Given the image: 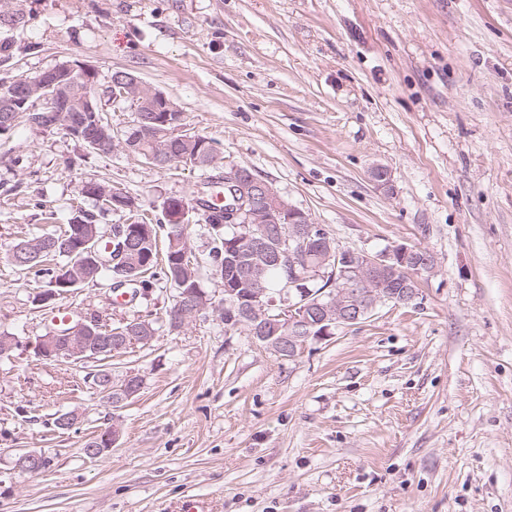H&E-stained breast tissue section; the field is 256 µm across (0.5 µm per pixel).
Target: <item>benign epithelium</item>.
Instances as JSON below:
<instances>
[{
    "label": "benign epithelium",
    "instance_id": "7a95c632",
    "mask_svg": "<svg viewBox=\"0 0 512 512\" xmlns=\"http://www.w3.org/2000/svg\"><path fill=\"white\" fill-rule=\"evenodd\" d=\"M39 98L31 100L34 93ZM127 99L144 112L180 113L181 109L157 88L141 81L133 74H121L112 81V103L120 104ZM98 94V74L90 65L64 60L55 66L40 72L36 78L17 76L0 87V128L10 123L13 112H49L56 115V123H64L62 129L70 136L86 138L88 146L96 149L98 145L92 140L84 126L69 120L62 121L68 112H95L101 106ZM224 183L239 188L236 205L227 214V223H249L251 210L260 202L272 206L270 214L279 215L290 212L295 221L279 230V246L275 253V263L293 274V280L287 281V287L280 292V300L268 298V289L260 283H247L246 295L238 297L232 305L238 316H247L257 323L262 319L270 321L274 327L283 330L295 322H308L317 319L323 326L318 337L325 338L334 331L356 324L366 319L375 308L385 302H410L416 298L413 289H405L399 294H389V283L395 279L401 268L398 264L415 256L414 248L406 244H395L378 254L333 249L330 240H325L324 256L312 264L307 260L309 238L312 235L322 237L320 226L312 223L311 217L304 211L288 203L279 192L264 179L241 178L239 168L224 165ZM230 250L244 248L261 249L262 240L256 233L237 232L232 240L225 243ZM78 258L91 261L99 259L98 244L84 240L73 248ZM72 268L63 266L55 277V288H42L37 293V302L41 304L55 300L57 288L71 286ZM336 280L331 292H316L307 287L299 288L301 282L317 281L326 277ZM96 323L84 317L77 326L62 331L48 327L44 333L30 344L35 354L47 361L56 363H81L94 359L90 355V337ZM117 342V349L123 350L141 343L151 341L142 336L99 337L100 346L97 353L112 350V342ZM309 338L303 336H282L274 351L281 357L295 358L307 344ZM94 386L103 388V395L112 400V391L123 393V400L128 401L137 396L143 386L142 377L135 372L124 374L120 380L109 376L102 379L96 375ZM47 455L43 452H25L18 455L12 472L38 473L45 470Z\"/></svg>",
    "mask_w": 512,
    "mask_h": 512
}]
</instances>
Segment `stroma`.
<instances>
[{
  "label": "stroma",
  "mask_w": 512,
  "mask_h": 512,
  "mask_svg": "<svg viewBox=\"0 0 512 512\" xmlns=\"http://www.w3.org/2000/svg\"><path fill=\"white\" fill-rule=\"evenodd\" d=\"M0 80L62 60L164 92L219 161L249 168L342 247L429 250L408 303L309 340L291 360L220 318L224 284L191 215L207 308L114 355L140 393L115 408L95 363L0 362V512H512V0H11ZM383 167L389 186L371 178ZM201 171H161L63 130L0 137V336L55 310L115 326L164 313L171 286L120 305L91 282L38 305L7 258L26 231L96 213L120 185L162 220ZM78 417L57 430V415ZM118 431L92 459L89 439ZM51 459L12 473L17 453Z\"/></svg>",
  "instance_id": "1"
}]
</instances>
